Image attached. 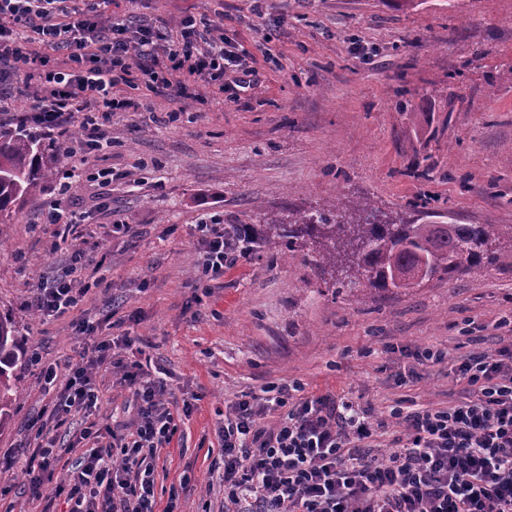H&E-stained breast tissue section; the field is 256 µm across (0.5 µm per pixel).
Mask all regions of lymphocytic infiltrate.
Returning <instances> with one entry per match:
<instances>
[{
	"mask_svg": "<svg viewBox=\"0 0 512 512\" xmlns=\"http://www.w3.org/2000/svg\"><path fill=\"white\" fill-rule=\"evenodd\" d=\"M112 0H0V86L24 74L38 104L27 123L65 138L80 115L84 140L99 145L113 113L138 108L144 88L190 99L197 84L220 89L227 70L256 75L254 54L218 35L217 25L183 17L176 28L139 19L135 33L107 20ZM66 49L70 68L54 50ZM201 278L213 281L247 259L257 237L248 224L200 221ZM137 339L98 346L96 358L40 370L49 420L91 412L99 399L95 369H120L137 418L108 427L90 421L92 441L79 466L60 467L53 441L38 444L25 464L32 496L47 482L70 512H157L152 461L170 445L192 411L166 400L165 386L141 361H125ZM462 386L440 408L395 405L388 417L343 395L309 394L303 384L269 382L224 408L221 437L224 501L235 512H512V345L468 354L456 365ZM275 423H267L269 414ZM402 428L387 451L375 446L387 419Z\"/></svg>",
	"mask_w": 512,
	"mask_h": 512,
	"instance_id": "lymphocytic-infiltrate-1",
	"label": "lymphocytic infiltrate"
}]
</instances>
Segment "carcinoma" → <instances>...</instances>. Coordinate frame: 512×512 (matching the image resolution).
<instances>
[{
    "label": "carcinoma",
    "mask_w": 512,
    "mask_h": 512,
    "mask_svg": "<svg viewBox=\"0 0 512 512\" xmlns=\"http://www.w3.org/2000/svg\"><path fill=\"white\" fill-rule=\"evenodd\" d=\"M65 148L46 142L30 129H0V225L18 220L21 204L39 195L47 172L62 163ZM411 210L428 218L381 221L371 204H357L358 219L345 221L339 203L330 202L313 214H298L288 229V252L300 240H311L321 251L315 268H345L351 283L370 290L409 289L439 275L468 269L482 262L512 266V250L497 254L490 244L503 229L498 224H444L448 212L429 207L420 198ZM13 320L0 314V426L9 419L15 391L13 371L24 359Z\"/></svg>",
    "instance_id": "cac0c4a2"
}]
</instances>
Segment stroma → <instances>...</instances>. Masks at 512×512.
<instances>
[{"instance_id":"obj_1","label":"stroma","mask_w":512,"mask_h":512,"mask_svg":"<svg viewBox=\"0 0 512 512\" xmlns=\"http://www.w3.org/2000/svg\"><path fill=\"white\" fill-rule=\"evenodd\" d=\"M109 14L171 28L189 14L219 21L225 41L250 52L264 45L271 60L247 89L229 72L223 89L202 84L190 100L146 93L139 111L113 113L100 147L83 145L71 124L66 164L78 176H47L0 230V314L12 317L29 356L0 430V512H67L54 485L32 500L18 451L36 445L31 423L50 401L41 365L88 361L104 340L139 337L168 395L193 404L157 461L158 505L175 512H224L210 472L224 406L242 393L297 381L387 418L396 401L441 407L458 392L449 366L419 365L415 350L442 348L453 362L512 343L511 267L371 292L319 274L311 244L290 254L274 233L208 282L193 229L212 216L285 223L335 200L346 212L366 199L384 218L405 217L423 194L457 223L512 226V0H120ZM419 153L438 170L431 181L411 173ZM58 198L81 216L78 238L60 240L43 223ZM118 224L131 234L115 233ZM79 247L100 261L73 276L83 301L44 316L39 288ZM92 379L99 422L131 424L117 371ZM82 427L74 413L45 430L66 468L82 460Z\"/></svg>"}]
</instances>
